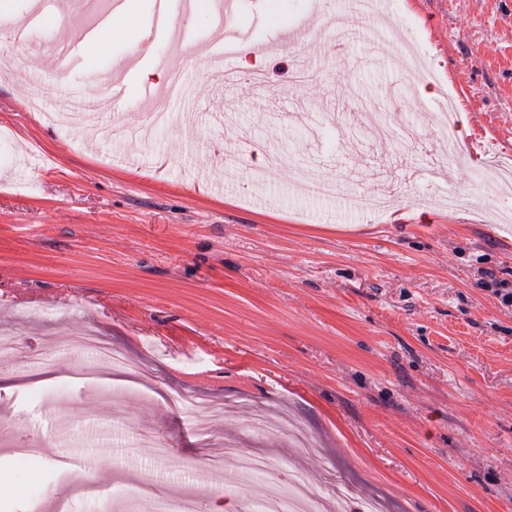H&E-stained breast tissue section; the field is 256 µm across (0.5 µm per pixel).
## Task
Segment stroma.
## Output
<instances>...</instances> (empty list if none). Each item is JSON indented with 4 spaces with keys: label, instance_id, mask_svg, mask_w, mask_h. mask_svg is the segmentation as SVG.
Listing matches in <instances>:
<instances>
[{
    "label": "stroma",
    "instance_id": "obj_1",
    "mask_svg": "<svg viewBox=\"0 0 512 512\" xmlns=\"http://www.w3.org/2000/svg\"><path fill=\"white\" fill-rule=\"evenodd\" d=\"M127 2L122 36L91 41L112 0H65L61 24L28 31L30 0L0 7V52L16 61L0 72V330L20 346L0 365V474L16 486L0 512L61 498L152 512L145 481L190 512H277L299 473L322 512L345 485L382 512H512V307L493 288L512 289V193L473 178L512 168V0H391L385 40L323 34L302 86L305 45H283L263 88L244 66L233 84L212 78L205 46L222 31L202 2L182 20L192 45L151 35L154 0ZM342 7L239 0L233 22L260 47ZM63 39L77 46L64 68ZM136 52L113 113L174 123L110 142L54 119L59 95H105ZM172 58L193 86L180 105L155 75ZM375 102L389 133L368 141ZM448 102L458 158L416 178L443 154ZM296 168L335 195L298 188ZM351 195L384 208L345 213ZM402 205L412 218L392 220ZM79 329L132 370L59 352ZM175 392L224 411L198 419ZM73 474L108 498L73 494Z\"/></svg>",
    "mask_w": 512,
    "mask_h": 512
}]
</instances>
